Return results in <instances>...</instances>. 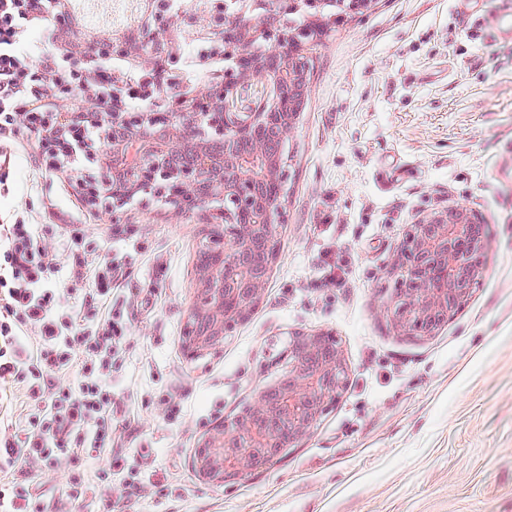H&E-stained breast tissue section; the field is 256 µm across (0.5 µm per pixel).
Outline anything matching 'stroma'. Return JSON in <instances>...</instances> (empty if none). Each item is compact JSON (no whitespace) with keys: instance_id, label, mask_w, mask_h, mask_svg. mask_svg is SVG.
I'll use <instances>...</instances> for the list:
<instances>
[{"instance_id":"stroma-1","label":"stroma","mask_w":512,"mask_h":512,"mask_svg":"<svg viewBox=\"0 0 512 512\" xmlns=\"http://www.w3.org/2000/svg\"><path fill=\"white\" fill-rule=\"evenodd\" d=\"M459 0H373L325 28L284 154L277 257L259 303L201 355L184 350L210 209L162 197L119 213L42 173L27 135L0 162V224H81L131 263V335L112 367L130 430L72 471L32 472L52 512H512V43L466 35ZM462 204L488 227L467 304L434 335L382 314L409 225ZM341 288H323L324 259ZM297 333L331 335L347 369L335 406L272 464L222 483L194 454L288 367ZM184 414L164 416L161 402ZM116 459L112 483L69 474Z\"/></svg>"}]
</instances>
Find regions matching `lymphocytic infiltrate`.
<instances>
[{
    "instance_id": "lymphocytic-infiltrate-1",
    "label": "lymphocytic infiltrate",
    "mask_w": 512,
    "mask_h": 512,
    "mask_svg": "<svg viewBox=\"0 0 512 512\" xmlns=\"http://www.w3.org/2000/svg\"><path fill=\"white\" fill-rule=\"evenodd\" d=\"M55 0H0V135L24 129L43 170L76 171L91 147L112 141L126 101L127 81L113 99L115 73L107 61H72L47 30L46 50L26 54L19 43L54 11ZM91 89L88 109L61 116L62 95ZM54 225H0V383H23L33 402L24 434L0 429V512H49L24 479L31 470L55 471L111 448L118 418L112 365L124 352L128 317L112 293L129 276L125 257L97 255L83 229L67 227L71 245L59 256L49 245ZM67 268L84 283L70 307L71 289L55 279Z\"/></svg>"
}]
</instances>
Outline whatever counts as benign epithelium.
<instances>
[{"instance_id": "1", "label": "benign epithelium", "mask_w": 512, "mask_h": 512, "mask_svg": "<svg viewBox=\"0 0 512 512\" xmlns=\"http://www.w3.org/2000/svg\"><path fill=\"white\" fill-rule=\"evenodd\" d=\"M261 23L245 20L246 9L224 14V25L209 27L224 37L226 58L237 73L219 88H202L198 105L224 99L222 112L181 113L159 128L151 112L125 114L112 129V213L137 194H167L182 209L212 208L214 230L207 256L198 261L200 295L191 313L185 349L195 356L219 342L259 301L277 255L275 224L288 179L281 153L269 149L266 130L279 132L281 145L294 133L298 101L285 99L284 86L308 91L309 46L323 28L295 29L282 22L290 0H269ZM204 156L207 174L196 168L168 175V159L187 148L186 129ZM223 148L212 152L209 131ZM487 232L464 206L450 207L410 225L393 265L395 288L381 305L399 331L429 336L461 308L486 259ZM289 370L272 386L258 388L252 402L218 426L195 451L199 475L219 483L272 462L315 426L339 398L347 374L337 345L325 334H302L289 348Z\"/></svg>"}]
</instances>
